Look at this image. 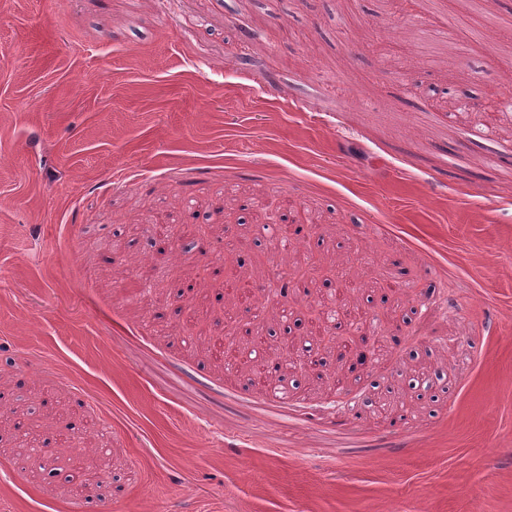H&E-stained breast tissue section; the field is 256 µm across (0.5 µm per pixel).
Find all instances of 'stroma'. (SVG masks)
<instances>
[{"instance_id":"stroma-1","label":"stroma","mask_w":512,"mask_h":512,"mask_svg":"<svg viewBox=\"0 0 512 512\" xmlns=\"http://www.w3.org/2000/svg\"><path fill=\"white\" fill-rule=\"evenodd\" d=\"M509 98L512 0H0V512H512ZM270 222L312 226L284 267L323 265L266 359L342 263L388 341L369 372L279 401L195 348L266 332L224 281L266 298Z\"/></svg>"}]
</instances>
